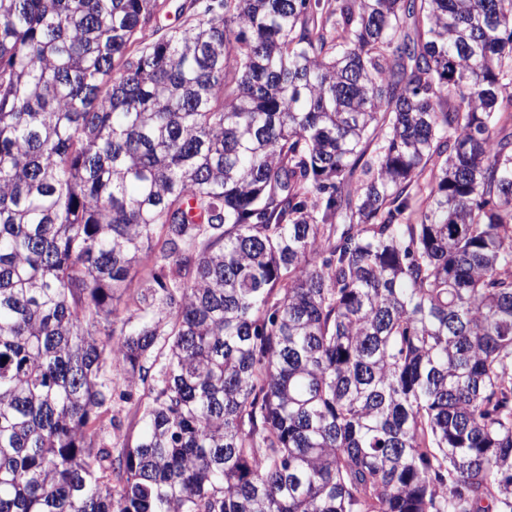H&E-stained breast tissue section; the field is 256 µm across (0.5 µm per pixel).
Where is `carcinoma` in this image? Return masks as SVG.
Returning a JSON list of instances; mask_svg holds the SVG:
<instances>
[{
    "label": "carcinoma",
    "mask_w": 512,
    "mask_h": 512,
    "mask_svg": "<svg viewBox=\"0 0 512 512\" xmlns=\"http://www.w3.org/2000/svg\"><path fill=\"white\" fill-rule=\"evenodd\" d=\"M166 2L0 0V512H512V0ZM142 394V390H133V399L130 403H123L121 406H116L112 409V414L115 415V422L119 429L115 431L118 435L135 434L137 428L134 429L133 423L138 419L139 414L135 415L137 408V400Z\"/></svg>",
    "instance_id": "cac0c4a2"
}]
</instances>
